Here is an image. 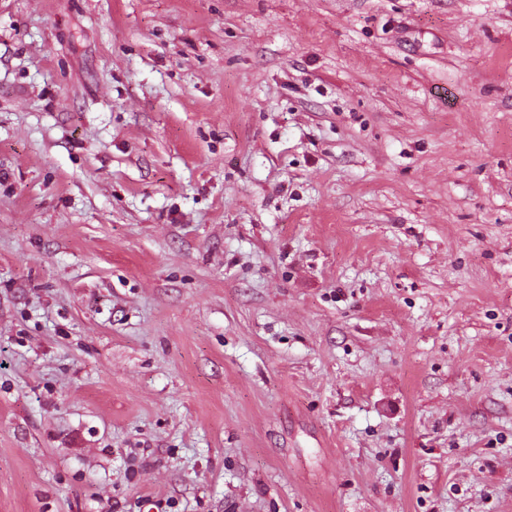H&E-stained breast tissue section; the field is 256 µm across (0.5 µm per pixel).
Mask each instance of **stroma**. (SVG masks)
<instances>
[{"mask_svg": "<svg viewBox=\"0 0 512 512\" xmlns=\"http://www.w3.org/2000/svg\"><path fill=\"white\" fill-rule=\"evenodd\" d=\"M0 512H512V0H0Z\"/></svg>", "mask_w": 512, "mask_h": 512, "instance_id": "stroma-1", "label": "stroma"}]
</instances>
